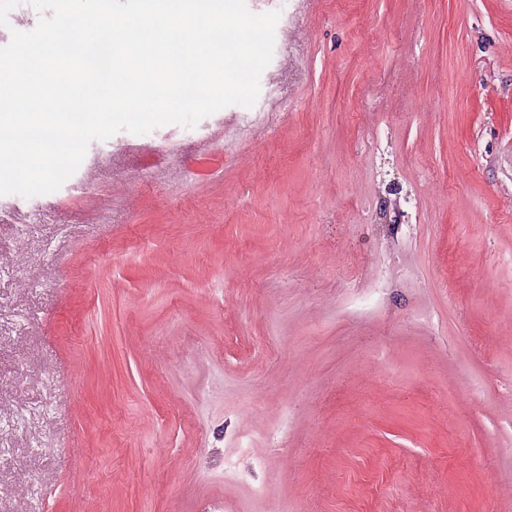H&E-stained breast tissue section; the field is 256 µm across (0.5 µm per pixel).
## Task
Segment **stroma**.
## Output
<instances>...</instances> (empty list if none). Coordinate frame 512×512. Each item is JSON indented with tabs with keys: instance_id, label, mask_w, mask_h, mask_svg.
I'll return each mask as SVG.
<instances>
[{
	"instance_id": "stroma-1",
	"label": "stroma",
	"mask_w": 512,
	"mask_h": 512,
	"mask_svg": "<svg viewBox=\"0 0 512 512\" xmlns=\"http://www.w3.org/2000/svg\"><path fill=\"white\" fill-rule=\"evenodd\" d=\"M246 4L252 107L0 196V512H505L512 0Z\"/></svg>"
}]
</instances>
